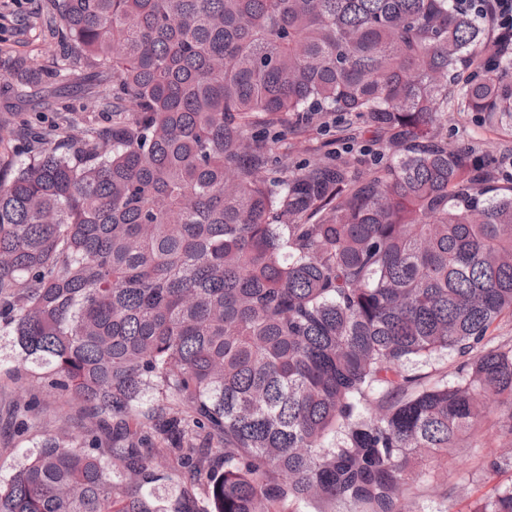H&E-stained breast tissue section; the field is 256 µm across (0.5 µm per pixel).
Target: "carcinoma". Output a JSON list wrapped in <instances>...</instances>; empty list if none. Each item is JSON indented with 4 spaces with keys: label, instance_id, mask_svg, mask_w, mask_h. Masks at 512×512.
Listing matches in <instances>:
<instances>
[{
    "label": "carcinoma",
    "instance_id": "obj_1",
    "mask_svg": "<svg viewBox=\"0 0 512 512\" xmlns=\"http://www.w3.org/2000/svg\"><path fill=\"white\" fill-rule=\"evenodd\" d=\"M59 10L112 133L0 170V335L81 413L0 512H416L408 467L434 478L488 400L512 441V182L443 134L450 105L512 134V39L457 0ZM329 114L380 152L290 168L272 129ZM39 408L10 402L13 433Z\"/></svg>",
    "mask_w": 512,
    "mask_h": 512
}]
</instances>
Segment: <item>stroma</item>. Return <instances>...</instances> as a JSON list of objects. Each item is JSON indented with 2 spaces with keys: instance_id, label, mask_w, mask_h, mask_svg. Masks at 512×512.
<instances>
[{
  "instance_id": "35a3bbf8",
  "label": "stroma",
  "mask_w": 512,
  "mask_h": 512,
  "mask_svg": "<svg viewBox=\"0 0 512 512\" xmlns=\"http://www.w3.org/2000/svg\"><path fill=\"white\" fill-rule=\"evenodd\" d=\"M57 0H0V168L9 169L23 150L34 147L39 135L61 138L66 119L76 130H99L112 125L111 113L101 111L98 92L105 85L93 76L84 53L59 41L47 26L57 15ZM68 59L71 76L62 82L48 80L55 61ZM334 123L313 124L301 134L289 135L288 163L298 166L320 160L326 147L334 145ZM448 143L469 146L496 161L500 182L512 181V136H502L478 126L463 112L448 113ZM37 396L42 413L41 428L70 432L73 405L47 391L37 377L25 373L10 380L0 373V403L5 398ZM498 458L499 469L483 467L486 459ZM512 443L500 439L493 418H486L477 435L465 445L448 451L437 480H428L413 470L410 484L419 512H470L475 503L495 489L512 484Z\"/></svg>"
}]
</instances>
